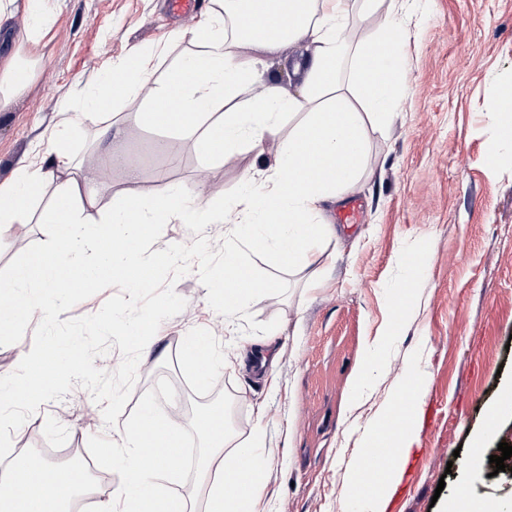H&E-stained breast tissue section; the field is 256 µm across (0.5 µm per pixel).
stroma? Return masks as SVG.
Returning <instances> with one entry per match:
<instances>
[{
    "label": "stroma",
    "instance_id": "1",
    "mask_svg": "<svg viewBox=\"0 0 512 512\" xmlns=\"http://www.w3.org/2000/svg\"><path fill=\"white\" fill-rule=\"evenodd\" d=\"M380 7L399 12L408 30V92L389 123H367L359 179L323 213L336 234L316 271L286 274L270 252L243 247L250 273L282 289L232 318L197 272L179 278L174 289L186 306L160 325L162 352L142 356L116 427L128 426L145 403L175 407L184 439L199 446L196 415L231 404L235 438L265 435L261 512H352L348 485L364 443L398 417L411 442L386 512H448L461 487L490 512H512V470L493 476L470 464L474 452L487 457L499 443L512 446V415L497 411L512 381V156L495 167L486 162L499 146L496 101L512 84V0H381ZM49 8L53 26L35 44L15 40L25 25L22 0L0 23V50L36 64L0 112V180L36 139L60 129L82 173L101 179L91 209L97 219L120 202L131 167L144 196L167 184L196 201L229 203L243 193L246 172L273 164L277 137L258 152L244 146L202 158L187 135L142 125L139 96L118 106L125 124L110 160L95 150L99 118L81 110L96 74L133 50L158 51V78L194 52L193 41L169 35L194 29L216 0L181 18L165 0H50ZM310 52L308 43L291 42L263 59L293 93ZM353 202L355 223H339ZM52 237V225H26L15 245L0 248V280ZM38 322L23 316L16 333L0 335V375L30 351ZM192 335L211 337L222 354L219 386L199 388L181 359ZM408 386L419 400L406 416ZM112 430L101 405L77 386L12 432L0 467L32 453L63 469L88 456L101 475L87 493L96 510L121 481L98 453Z\"/></svg>",
    "mask_w": 512,
    "mask_h": 512
}]
</instances>
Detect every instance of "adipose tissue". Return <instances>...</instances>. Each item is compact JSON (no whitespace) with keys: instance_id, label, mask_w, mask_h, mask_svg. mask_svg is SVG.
Masks as SVG:
<instances>
[{"instance_id":"ef3b65f1","label":"adipose tissue","mask_w":512,"mask_h":512,"mask_svg":"<svg viewBox=\"0 0 512 512\" xmlns=\"http://www.w3.org/2000/svg\"><path fill=\"white\" fill-rule=\"evenodd\" d=\"M249 2L223 0L221 12L190 33L198 51L182 59L166 78L152 79L151 57L137 49L129 60L99 73L87 97L109 137L119 135L124 123L114 110L117 102L144 95L146 108L137 114L141 121L148 110L169 107L164 131L191 133L199 153L209 159L242 145L260 149L265 139L279 135L286 115H300L299 124L284 138L275 165L260 175H248V189L233 209V223H225L223 208L195 204L174 188L148 199L132 186L102 224L87 227L84 207L95 203L98 186L73 178L75 165L64 151L35 150L0 181V243L31 222L37 187L61 173L65 179L50 222L55 241L66 242L67 248L35 253L16 266L0 283V301L13 300L24 288L51 293L61 287L64 273L80 266L79 255L89 250L98 256L95 265L84 268L92 281L124 278L128 268L142 263L136 245L145 239L147 229L173 220L223 227L224 275L207 280L205 286L223 294L228 315L246 303L263 301L272 290L270 283L256 279L240 287V280L247 277L233 242L250 240L271 250L286 271L313 265L333 233L331 225L315 222L316 213L323 204L340 200L356 182L365 153L366 121H387L407 91V33L389 10L379 15L372 39L353 47L343 36L350 0H260L264 11L286 14L280 33L270 36L258 21H245ZM287 41L312 46L307 80L294 94L282 91L266 74L261 59L240 54L246 47L272 52ZM245 88L252 89V96L238 101ZM181 357L202 376L204 386L218 384L209 337H189ZM195 423L205 438L197 467V490L205 498V512H257L262 436L233 445L222 407L199 413ZM150 444L160 448V460L147 457ZM180 446L176 416L144 408L133 426L117 431L112 447L102 451L122 473L123 483L116 498L102 504L99 512H190L191 499L172 493L166 485ZM237 459L245 461L246 472L234 468ZM244 480L250 486L245 493L239 490ZM85 484L77 472L32 455L0 475V512H69Z\"/></svg>"}]
</instances>
